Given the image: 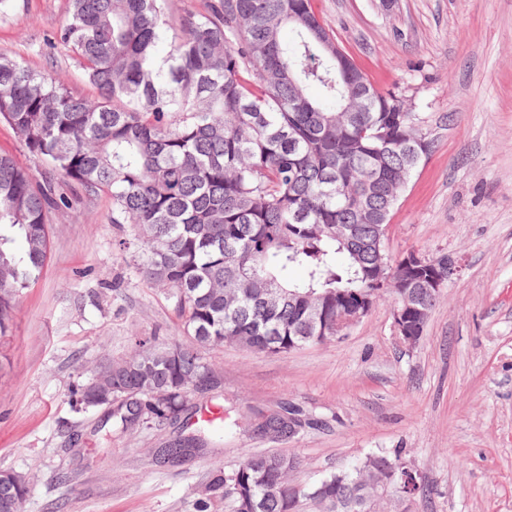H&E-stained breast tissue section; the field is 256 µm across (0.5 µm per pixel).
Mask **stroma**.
<instances>
[{
  "label": "stroma",
  "mask_w": 512,
  "mask_h": 512,
  "mask_svg": "<svg viewBox=\"0 0 512 512\" xmlns=\"http://www.w3.org/2000/svg\"><path fill=\"white\" fill-rule=\"evenodd\" d=\"M337 43L381 89L415 98L437 146L390 216L387 248L454 257L416 346L400 344L380 301L340 340L285 355L235 345L205 349L224 421L179 462L155 449L193 427L113 431L105 408L75 411L72 387L125 356L134 336H174L162 288L138 278L107 196L79 187L48 214L49 259L14 303L0 336V470L28 473L20 512H198L200 490L272 443L242 429L248 407L289 400L318 418L285 452L299 484L400 448L427 496L410 512H512V0H314ZM68 0H13L0 17V55L93 96L64 47L42 52Z\"/></svg>",
  "instance_id": "stroma-1"
}]
</instances>
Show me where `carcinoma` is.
<instances>
[{"label": "carcinoma", "mask_w": 512, "mask_h": 512, "mask_svg": "<svg viewBox=\"0 0 512 512\" xmlns=\"http://www.w3.org/2000/svg\"><path fill=\"white\" fill-rule=\"evenodd\" d=\"M178 34L167 38V28ZM72 52L90 85L76 97L26 62L0 56V120L46 162L37 176L0 153V334L15 298L48 258L47 212L66 188L104 194L129 224L136 271L167 289L188 341L134 336L129 353L71 390L78 411L112 409L124 433L176 421L218 389L200 348L232 343L268 355L323 344L336 318L363 308L381 273L413 283L415 306L440 296L423 282L444 256L410 274L378 244L414 170L436 149L430 116L399 90L376 88L336 51L313 0H69L46 39ZM349 224L343 240L336 227ZM300 269L303 277L289 278ZM262 288H282L269 303ZM320 318L310 317L312 305ZM305 412L288 402L250 409L247 432L291 442ZM199 435L160 449L177 460ZM403 450L370 454L310 485L282 452L218 467L198 500L224 512H376L370 485L400 471ZM0 484V512H19L28 474Z\"/></svg>", "instance_id": "cac0c4a2"}]
</instances>
